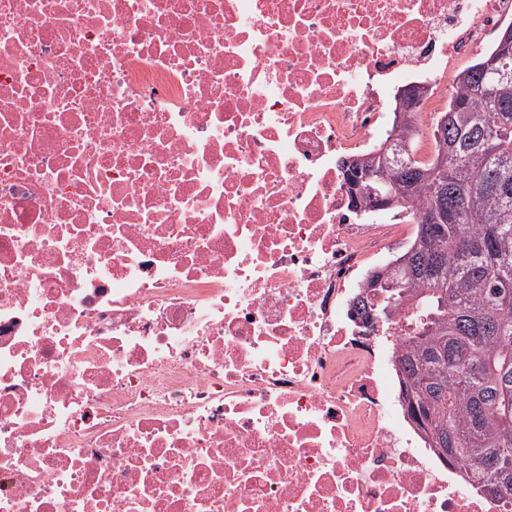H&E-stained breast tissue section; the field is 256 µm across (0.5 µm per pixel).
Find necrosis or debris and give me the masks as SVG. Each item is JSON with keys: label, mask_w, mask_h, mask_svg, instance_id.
Wrapping results in <instances>:
<instances>
[{"label": "necrosis or debris", "mask_w": 512, "mask_h": 512, "mask_svg": "<svg viewBox=\"0 0 512 512\" xmlns=\"http://www.w3.org/2000/svg\"><path fill=\"white\" fill-rule=\"evenodd\" d=\"M512 0H0V512H512L353 301L416 232L343 161Z\"/></svg>", "instance_id": "necrosis-or-debris-1"}]
</instances>
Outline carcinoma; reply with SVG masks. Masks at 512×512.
Segmentation results:
<instances>
[{
  "label": "carcinoma",
  "instance_id": "cac0c4a2",
  "mask_svg": "<svg viewBox=\"0 0 512 512\" xmlns=\"http://www.w3.org/2000/svg\"><path fill=\"white\" fill-rule=\"evenodd\" d=\"M499 44L457 73L448 109L432 129L448 157L436 177L420 171L402 139H391L385 163L370 171L410 208L417 221L412 245L378 278L397 288L378 304L366 297L356 311L405 317L402 345L393 351L400 394L431 430L463 479L492 496H512V58L499 62ZM448 187L450 220L422 224Z\"/></svg>",
  "mask_w": 512,
  "mask_h": 512
}]
</instances>
